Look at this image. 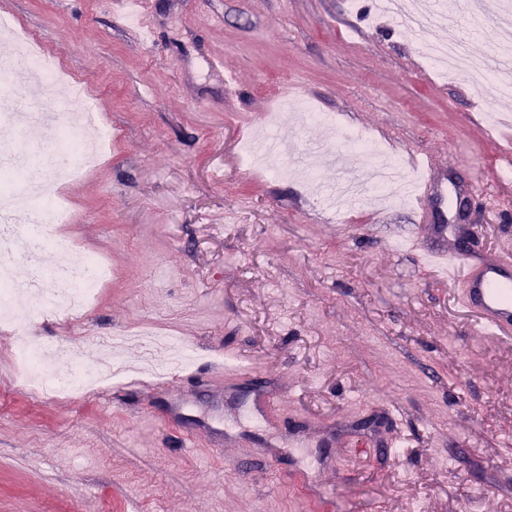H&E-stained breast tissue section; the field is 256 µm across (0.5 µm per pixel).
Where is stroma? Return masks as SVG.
<instances>
[{"label":"stroma","mask_w":512,"mask_h":512,"mask_svg":"<svg viewBox=\"0 0 512 512\" xmlns=\"http://www.w3.org/2000/svg\"><path fill=\"white\" fill-rule=\"evenodd\" d=\"M360 0H0L68 79L82 82L110 146L62 186L59 233L106 258L112 277L69 317L42 304L29 275L18 302L36 345L71 344L98 371L121 336L125 377L90 393L37 399L19 382L17 337L0 324V512H305V474L331 512H512V347L488 337L456 285L410 249L439 209L328 202L330 158L367 169L366 137L402 168L430 160L469 184L484 252H512L511 179L497 147L512 104L481 96L427 62L393 18ZM153 27L154 42L135 33ZM224 61V72L209 60ZM232 72L234 82L224 80ZM332 118L320 136L276 127L291 144L261 165L244 153L284 104ZM46 130L0 121V156L50 146ZM147 328L190 356L183 378L129 388ZM242 357L244 401L213 369ZM233 425L242 443L186 437L169 402ZM242 457L240 474L224 470Z\"/></svg>","instance_id":"35a3bbf8"}]
</instances>
